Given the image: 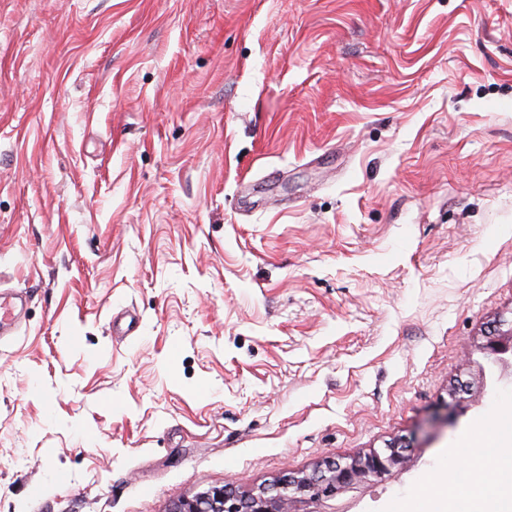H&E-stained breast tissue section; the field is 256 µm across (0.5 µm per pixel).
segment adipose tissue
Here are the masks:
<instances>
[{
	"instance_id": "1",
	"label": "adipose tissue",
	"mask_w": 512,
	"mask_h": 512,
	"mask_svg": "<svg viewBox=\"0 0 512 512\" xmlns=\"http://www.w3.org/2000/svg\"><path fill=\"white\" fill-rule=\"evenodd\" d=\"M490 451L503 462L491 483L476 476L478 470L486 467V454ZM448 454L463 457L465 482L448 479L444 474L437 476L428 492L411 504V512H512L511 439H486L471 432Z\"/></svg>"
}]
</instances>
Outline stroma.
Returning <instances> with one entry per match:
<instances>
[{
	"label": "stroma",
	"instance_id": "35a3bbf8",
	"mask_svg": "<svg viewBox=\"0 0 512 512\" xmlns=\"http://www.w3.org/2000/svg\"><path fill=\"white\" fill-rule=\"evenodd\" d=\"M0 289V512L414 499L512 399V0H0ZM16 299V293L0 291V341L3 336H13L19 327ZM505 326L507 328L503 329ZM488 338L485 344L479 346V351L493 364H507L508 357L511 359L512 356V318L510 321L499 318ZM403 448L391 444L345 461L329 459L309 474L288 476L248 493L227 485L210 487L191 498L174 501L166 512H299L303 496L313 500L330 498L388 475L404 462Z\"/></svg>",
	"mask_w": 512,
	"mask_h": 512
}]
</instances>
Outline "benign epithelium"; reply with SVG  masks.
<instances>
[{"mask_svg": "<svg viewBox=\"0 0 512 512\" xmlns=\"http://www.w3.org/2000/svg\"><path fill=\"white\" fill-rule=\"evenodd\" d=\"M479 351L493 364H507L512 356V320H498ZM404 460L403 445L391 444L345 461L326 460L309 474L280 479L248 493L226 485L210 487L173 502L166 512H299L306 495L313 500L334 497L388 475Z\"/></svg>", "mask_w": 512, "mask_h": 512, "instance_id": "1", "label": "benign epithelium"}]
</instances>
